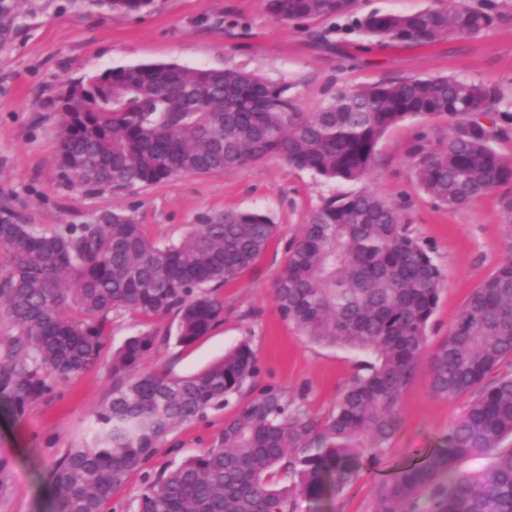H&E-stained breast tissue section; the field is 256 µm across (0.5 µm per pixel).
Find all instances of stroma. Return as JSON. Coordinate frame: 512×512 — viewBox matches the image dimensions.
<instances>
[{
    "mask_svg": "<svg viewBox=\"0 0 512 512\" xmlns=\"http://www.w3.org/2000/svg\"><path fill=\"white\" fill-rule=\"evenodd\" d=\"M435 0H357L354 16L316 19L299 27L271 15L264 0H154L136 15L88 10L74 0H24L13 41L0 48V206L36 228L88 221L101 211L135 209L150 236L180 237L186 225L227 209L259 210L278 231L259 261L224 288V321L188 347L160 346L151 362L172 374H192L225 350L249 341L259 373L226 408L181 425L109 504L134 512L146 478L203 448L231 415L266 386L293 396L311 415L328 414L364 361L362 353L319 345L300 336L272 303L273 286L303 224L332 196L374 191L396 203L412 234L431 247L446 287L431 318L430 345L448 334L468 296L503 259L497 192L451 209L415 182L410 149L417 136L445 133V118H412L379 141L363 181H325L273 158L207 175H180L136 193H88L66 184L55 160L59 99L67 86L121 66L175 62L187 67L246 68L269 80L294 83L297 111H317L343 88L406 76H453L482 82L512 99V0H491L499 21L475 37L426 46H367L355 17L375 11L415 13ZM107 363L59 383L48 398L16 415L0 411V454L11 462V489L0 512H36L46 503L40 475L86 433L92 413L110 395ZM464 400L434 397L419 370L399 402L401 427L376 465L334 506L307 497L295 512H375L380 479L416 463L459 418Z\"/></svg>",
    "mask_w": 512,
    "mask_h": 512,
    "instance_id": "stroma-1",
    "label": "stroma"
}]
</instances>
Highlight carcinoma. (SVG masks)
Returning a JSON list of instances; mask_svg holds the SVG:
<instances>
[{
	"label": "carcinoma",
	"mask_w": 512,
	"mask_h": 512,
	"mask_svg": "<svg viewBox=\"0 0 512 512\" xmlns=\"http://www.w3.org/2000/svg\"><path fill=\"white\" fill-rule=\"evenodd\" d=\"M152 0H81L135 14ZM288 22L349 15L355 0H264ZM22 0H0V48L12 40ZM500 19L473 0L412 14L373 13L365 34L429 45L472 37ZM294 85L243 69L174 63L110 68L60 98L56 163L90 193L135 191L178 175H204L273 157L326 180L360 181L392 126L448 119L437 140L411 148L416 184L438 204L464 206L500 188L504 259L466 300L446 336L428 348L445 288L431 251L398 208L375 192L315 209L273 288V304L308 341L374 356L335 408L316 418L268 387L224 420L198 453L148 480L137 512H293L304 495L333 501L380 461L401 425L399 400L427 364L441 399L468 398L448 434L378 485L375 512H512V163L492 142L512 103L457 77H403L336 91L298 112ZM277 225L255 211L202 218L160 245L135 212L103 211L82 224L36 229L0 208V410L21 415L66 381L109 359L112 391L85 440L44 473L46 512H104L128 478L179 426L224 409L258 374L245 340L200 371L173 376L148 365L175 340L189 346L224 318L218 290L253 267ZM172 314L176 333L149 328L109 346L112 312ZM288 480L278 488L272 473Z\"/></svg>",
	"instance_id": "1"
}]
</instances>
